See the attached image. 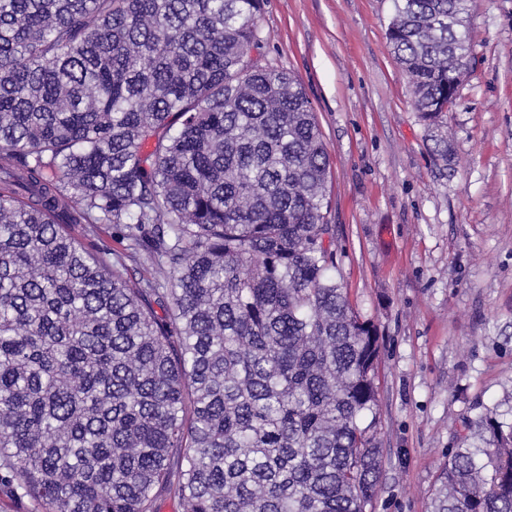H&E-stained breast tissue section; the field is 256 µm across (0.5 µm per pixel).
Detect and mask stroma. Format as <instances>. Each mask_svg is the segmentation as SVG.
I'll return each mask as SVG.
<instances>
[{"instance_id":"35a3bbf8","label":"stroma","mask_w":512,"mask_h":512,"mask_svg":"<svg viewBox=\"0 0 512 512\" xmlns=\"http://www.w3.org/2000/svg\"><path fill=\"white\" fill-rule=\"evenodd\" d=\"M392 14V0H267L260 61L317 114L336 260L384 339L375 512H431L463 417L512 407V0H471L449 166L388 46Z\"/></svg>"}]
</instances>
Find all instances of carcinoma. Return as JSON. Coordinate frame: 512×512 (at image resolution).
<instances>
[{
    "label": "carcinoma",
    "instance_id": "cac0c4a2",
    "mask_svg": "<svg viewBox=\"0 0 512 512\" xmlns=\"http://www.w3.org/2000/svg\"><path fill=\"white\" fill-rule=\"evenodd\" d=\"M392 2L449 165L470 0ZM263 6L0 0V464L42 512H374L381 336L311 102L251 56ZM437 482L433 512H512V411L464 421Z\"/></svg>",
    "mask_w": 512,
    "mask_h": 512
}]
</instances>
